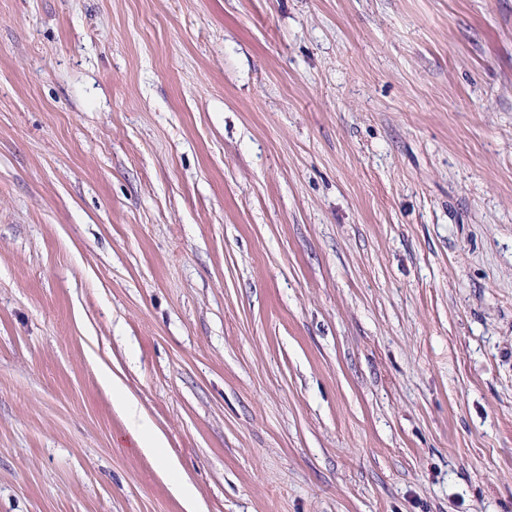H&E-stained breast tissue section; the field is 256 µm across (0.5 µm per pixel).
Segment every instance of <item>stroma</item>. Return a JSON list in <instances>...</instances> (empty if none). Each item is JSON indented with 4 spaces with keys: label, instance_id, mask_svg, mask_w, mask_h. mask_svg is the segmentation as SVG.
Segmentation results:
<instances>
[{
    "label": "stroma",
    "instance_id": "1",
    "mask_svg": "<svg viewBox=\"0 0 512 512\" xmlns=\"http://www.w3.org/2000/svg\"><path fill=\"white\" fill-rule=\"evenodd\" d=\"M162 456L512 512V0H0V512H187Z\"/></svg>",
    "mask_w": 512,
    "mask_h": 512
}]
</instances>
